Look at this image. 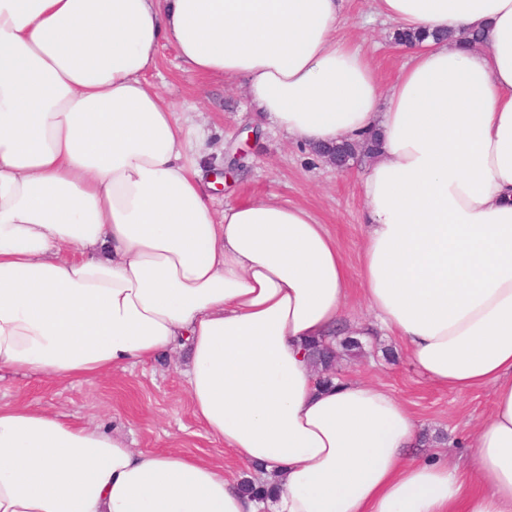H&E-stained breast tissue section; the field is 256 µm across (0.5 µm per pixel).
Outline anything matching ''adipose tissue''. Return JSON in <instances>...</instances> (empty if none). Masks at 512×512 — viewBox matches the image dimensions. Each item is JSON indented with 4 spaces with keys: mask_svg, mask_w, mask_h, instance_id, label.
I'll return each mask as SVG.
<instances>
[{
    "mask_svg": "<svg viewBox=\"0 0 512 512\" xmlns=\"http://www.w3.org/2000/svg\"><path fill=\"white\" fill-rule=\"evenodd\" d=\"M341 9L0 0V369L76 380L186 348L196 419L275 490L0 404V512H512V0H376L429 34L385 96ZM164 43L287 139L378 136L355 273L418 372L492 385L464 464L409 455L418 422L384 390L319 387L305 346L342 325L354 272L303 205L215 211L207 130L144 79Z\"/></svg>",
    "mask_w": 512,
    "mask_h": 512,
    "instance_id": "adipose-tissue-1",
    "label": "adipose tissue"
}]
</instances>
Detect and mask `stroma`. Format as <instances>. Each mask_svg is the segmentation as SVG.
I'll return each mask as SVG.
<instances>
[{
  "label": "stroma",
  "instance_id": "obj_1",
  "mask_svg": "<svg viewBox=\"0 0 512 512\" xmlns=\"http://www.w3.org/2000/svg\"><path fill=\"white\" fill-rule=\"evenodd\" d=\"M343 19L338 37L361 46L382 92H389L408 60L404 45L394 39L395 23L377 16L371 0H344ZM146 81L180 105L199 107L219 146L220 161L240 156V164L215 183L216 209L271 196L304 205L335 238L350 267H357L364 237L360 182L369 157L359 156L341 170L273 128H259L240 83L184 71L171 45L159 47L157 66ZM361 342L358 355L340 360L338 375L376 384L412 411L420 424L416 455L464 462L467 441L490 411L491 387L460 394L432 383L412 367L404 345L387 332L376 331ZM186 367V352L171 351L113 375L73 382L1 369L0 403L21 400L74 423L106 427L143 451L220 455L227 472L260 482L258 469L241 467L194 417L185 389Z\"/></svg>",
  "mask_w": 512,
  "mask_h": 512
}]
</instances>
